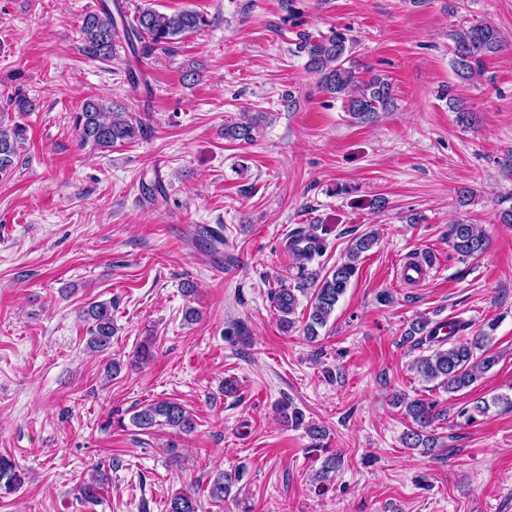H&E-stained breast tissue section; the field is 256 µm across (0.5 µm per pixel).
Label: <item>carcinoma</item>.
Segmentation results:
<instances>
[{"instance_id":"cac0c4a2","label":"carcinoma","mask_w":512,"mask_h":512,"mask_svg":"<svg viewBox=\"0 0 512 512\" xmlns=\"http://www.w3.org/2000/svg\"><path fill=\"white\" fill-rule=\"evenodd\" d=\"M286 16L283 21L297 29L298 53L306 54V67L320 76L322 91L342 98L347 103V111L358 124L374 122L381 112H390L397 105L394 86L390 79L379 73L368 71L369 77L360 75L359 64L353 56L356 40L346 28H335L329 35L315 36L301 29L295 0H282ZM208 25L203 14L194 10L163 13L151 6L139 7L133 18H128L122 8L117 15L108 10L86 13L80 24L81 40L87 56L109 60L116 55L117 48L127 45L137 59H149L157 52L167 53L173 49L176 40L188 33L197 32ZM454 42L453 71L462 81L477 80L484 76L488 58L502 52L505 41L500 31L493 25L474 20L452 33ZM448 98V109L457 113L458 122L472 124L473 110L466 101L455 93L453 86L443 91ZM75 128L80 141L99 148H110L116 144L128 143L144 136L145 126L130 112H116L95 100L83 103L76 113ZM254 124L246 116L224 125V138L230 141L249 142L253 139ZM22 129L0 123V174L9 173L18 158V141ZM376 243L373 233L358 237L350 248L346 261L334 266L325 275L305 276L297 288H274L271 299L280 313V324L288 330L295 324L298 306L297 293L310 294V306L304 333L307 338L318 336V329L324 327L335 310L340 297L345 293L358 271L357 261L361 254L370 251ZM448 244L462 258H473L485 251L487 236L475 224L457 221L448 225ZM323 245V239L316 233L304 234L300 231L291 236L289 247L293 248L296 259L308 260ZM87 325L86 346L92 352H104L112 347L114 324L112 305L107 302H91L82 310ZM496 323L490 322L487 328L469 338L458 341L453 337L439 336L432 321L421 317L413 321L406 330L403 342L415 345H428L432 352L416 359L414 369L426 382H438V386L450 393L463 391L474 385L482 374L492 369L498 357L488 351L487 341ZM393 404L404 408L411 418L414 428L405 435L409 448H421L425 452L433 450L437 438L427 432L438 417L435 403L421 398L409 399L404 395L393 397ZM281 421L289 427L305 425V416L300 408L291 402L277 406ZM133 424L142 430L156 426H170L181 432L193 430L190 413L179 403L160 400L143 406L132 417ZM307 426V425H305ZM314 447L326 437L325 428L316 424L307 426ZM341 456L331 454L322 462L315 473L314 482L323 488L329 483L341 466ZM240 479V473L217 474L209 486V495L214 501H222L231 493L232 487ZM25 481V472L8 456H0V492L12 493ZM167 512H198L197 499L190 493L180 490L173 493L167 502Z\"/></svg>"}]
</instances>
